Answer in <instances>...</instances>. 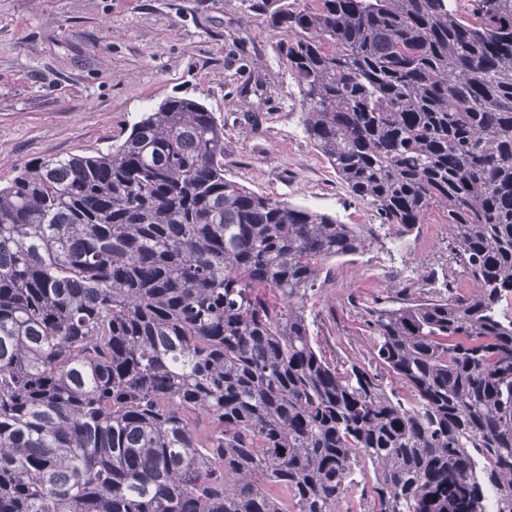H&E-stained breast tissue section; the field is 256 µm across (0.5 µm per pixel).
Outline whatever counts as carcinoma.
I'll use <instances>...</instances> for the list:
<instances>
[{"label":"carcinoma","mask_w":512,"mask_h":512,"mask_svg":"<svg viewBox=\"0 0 512 512\" xmlns=\"http://www.w3.org/2000/svg\"><path fill=\"white\" fill-rule=\"evenodd\" d=\"M297 0L265 29L303 128L380 224L224 178L173 97L0 187V512H512V0ZM438 209L470 298L368 311L377 366L314 348L325 262Z\"/></svg>","instance_id":"cac0c4a2"}]
</instances>
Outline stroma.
Returning <instances> with one entry per match:
<instances>
[{
	"label": "stroma",
	"instance_id": "obj_1",
	"mask_svg": "<svg viewBox=\"0 0 512 512\" xmlns=\"http://www.w3.org/2000/svg\"><path fill=\"white\" fill-rule=\"evenodd\" d=\"M275 0H0V186L49 156L121 144L170 97L204 104L224 126V176L249 189L372 224L307 139L295 82L263 31ZM440 214L383 248L327 262L307 304L315 347L337 367L372 365L376 299L444 295Z\"/></svg>",
	"mask_w": 512,
	"mask_h": 512
}]
</instances>
